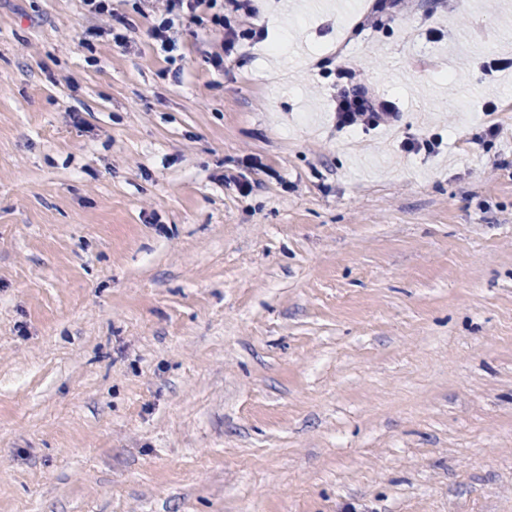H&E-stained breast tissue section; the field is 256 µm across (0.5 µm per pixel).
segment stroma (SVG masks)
<instances>
[{
	"label": "stroma",
	"mask_w": 512,
	"mask_h": 512,
	"mask_svg": "<svg viewBox=\"0 0 512 512\" xmlns=\"http://www.w3.org/2000/svg\"><path fill=\"white\" fill-rule=\"evenodd\" d=\"M140 3L0 0V512H512V0ZM89 14L96 17H108L115 21L117 26H111L112 40L117 46H124L129 39L128 32L133 29L132 22L125 16H119L112 12V0H83ZM149 10L156 17L151 27V36L159 44L160 50L167 54L171 62L176 61L172 54L178 51L175 37L176 26L184 22L202 19L199 11H209L212 21L224 30L223 53L230 56L237 53L240 46L265 40V27L241 25L239 18H252L256 10L251 0H145ZM336 58L326 57L316 64L322 75L334 72L343 82L333 99L336 130L374 129L399 122L401 112L395 102L371 91L347 59Z\"/></svg>",
	"instance_id": "1"
}]
</instances>
